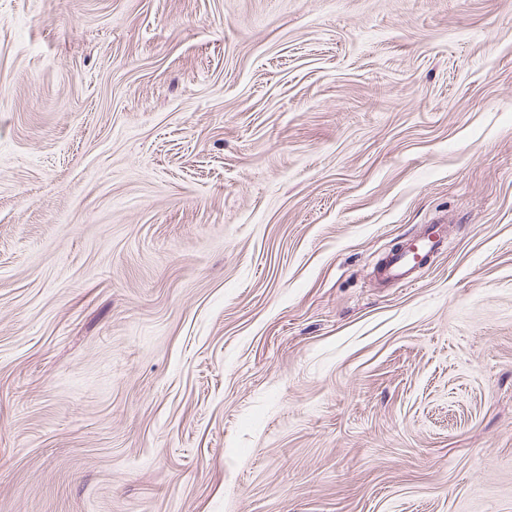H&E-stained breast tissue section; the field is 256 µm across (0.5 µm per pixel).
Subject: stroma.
I'll use <instances>...</instances> for the list:
<instances>
[{"mask_svg": "<svg viewBox=\"0 0 512 512\" xmlns=\"http://www.w3.org/2000/svg\"><path fill=\"white\" fill-rule=\"evenodd\" d=\"M0 512H512V0H0ZM409 244V247L400 253H395L390 258L386 268L388 278L397 282L411 281V271L418 267L427 255L440 248L441 238L438 230L434 228V224H429Z\"/></svg>", "mask_w": 512, "mask_h": 512, "instance_id": "obj_1", "label": "stroma"}]
</instances>
